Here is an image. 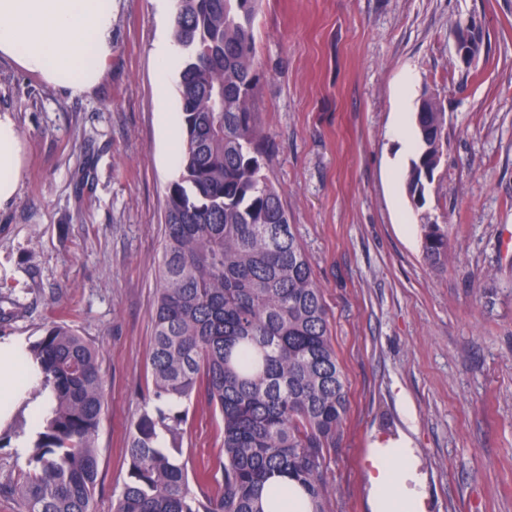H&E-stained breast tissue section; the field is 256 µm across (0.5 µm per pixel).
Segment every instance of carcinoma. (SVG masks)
<instances>
[{
    "instance_id": "carcinoma-1",
    "label": "carcinoma",
    "mask_w": 512,
    "mask_h": 512,
    "mask_svg": "<svg viewBox=\"0 0 512 512\" xmlns=\"http://www.w3.org/2000/svg\"><path fill=\"white\" fill-rule=\"evenodd\" d=\"M258 2L175 0L183 146L165 199L152 387L131 422L128 479L114 512H274L279 479L305 492V512H332L325 471L345 424L347 386L322 288L280 191L262 174L269 145L255 108ZM416 125L407 186L418 203L441 161L435 143L445 115L426 102ZM421 229L429 264L454 258L447 230ZM28 355L52 397L27 458L33 475L0 493L17 495L22 512H95L98 352L54 323ZM199 399L224 427L214 493L209 468L191 473L182 459L189 406Z\"/></svg>"
}]
</instances>
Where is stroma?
<instances>
[{
	"instance_id": "obj_1",
	"label": "stroma",
	"mask_w": 512,
	"mask_h": 512,
	"mask_svg": "<svg viewBox=\"0 0 512 512\" xmlns=\"http://www.w3.org/2000/svg\"><path fill=\"white\" fill-rule=\"evenodd\" d=\"M173 0H116L112 55L92 93L69 97L0 61V109L19 130L14 204L0 210V299L18 301L0 339L68 324L99 355L104 410L95 512L127 478L131 421L151 386L155 273L165 194L179 163L180 68ZM475 18L483 44L458 63L452 31ZM255 107L275 144L263 172L279 188L323 289L348 386L326 470L334 512H370L364 455L375 432L409 431L427 512H512V0H261ZM432 96L448 145L423 205L398 108ZM447 227L453 264L424 259L421 226ZM26 412L0 428V484L29 472ZM223 424L191 406L183 456L218 467Z\"/></svg>"
}]
</instances>
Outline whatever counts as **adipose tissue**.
<instances>
[{
  "label": "adipose tissue",
  "mask_w": 512,
  "mask_h": 512,
  "mask_svg": "<svg viewBox=\"0 0 512 512\" xmlns=\"http://www.w3.org/2000/svg\"><path fill=\"white\" fill-rule=\"evenodd\" d=\"M112 54V0H0V59L71 96L89 93ZM20 142L0 111V209L14 202ZM34 366L19 342L0 341V419L23 401ZM371 512H425V475L413 439L376 435L366 457Z\"/></svg>",
  "instance_id": "obj_1"
}]
</instances>
